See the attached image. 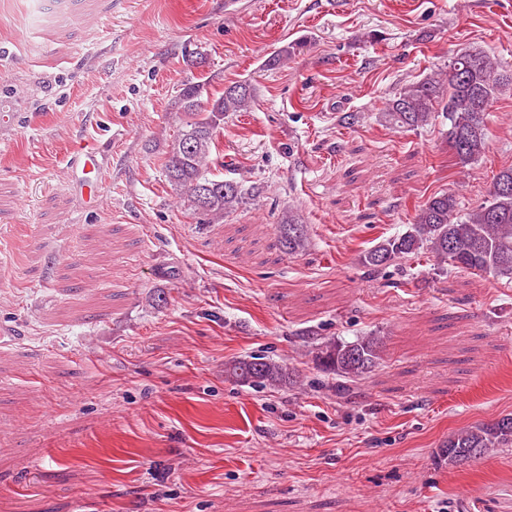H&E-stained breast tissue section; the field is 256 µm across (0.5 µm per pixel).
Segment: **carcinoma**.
I'll return each instance as SVG.
<instances>
[{
  "instance_id": "1",
  "label": "carcinoma",
  "mask_w": 512,
  "mask_h": 512,
  "mask_svg": "<svg viewBox=\"0 0 512 512\" xmlns=\"http://www.w3.org/2000/svg\"><path fill=\"white\" fill-rule=\"evenodd\" d=\"M512 85V73L496 72V62L483 51L466 50L448 64V77H429L406 86L387 103L384 123L415 129L435 120L437 106L448 119V142L458 164L465 167L481 159L489 149L487 110L498 87ZM247 82L221 92L206 84L182 88L179 103L186 112L185 125L167 145L163 163L167 181L187 195L197 213L215 223L235 210L243 200L241 186L211 172L224 166L217 150L224 114L240 112L253 101ZM308 242L306 225L293 214L282 218L279 245L294 254ZM430 254L454 269L481 272L512 280V167L500 170L492 180L488 197L461 215L452 192L433 194L417 210L407 231L381 239L366 250L361 262L377 271L397 259ZM383 340L374 334L348 342L329 339L316 346L317 365L337 380L336 391L349 392V384L361 379L381 359ZM224 374L242 386L293 385L296 374L282 361L248 355L229 361ZM512 447V414L459 430L448 437L440 456L450 464H463L496 448Z\"/></svg>"
}]
</instances>
